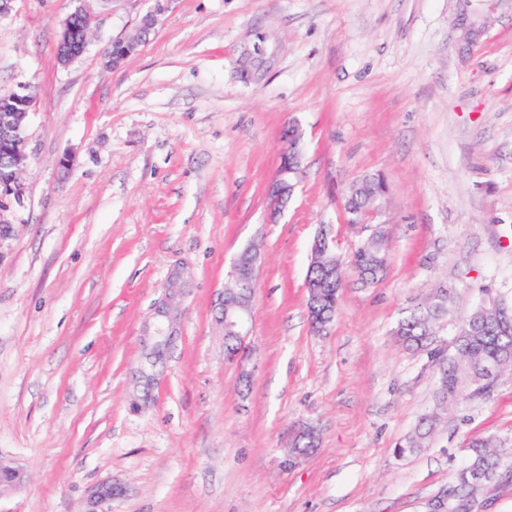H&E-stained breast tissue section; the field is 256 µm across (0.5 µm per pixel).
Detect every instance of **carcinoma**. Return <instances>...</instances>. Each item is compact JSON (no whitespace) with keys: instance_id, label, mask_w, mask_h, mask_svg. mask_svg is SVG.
<instances>
[{"instance_id":"1","label":"carcinoma","mask_w":512,"mask_h":512,"mask_svg":"<svg viewBox=\"0 0 512 512\" xmlns=\"http://www.w3.org/2000/svg\"><path fill=\"white\" fill-rule=\"evenodd\" d=\"M381 181L368 175L346 195L344 209L348 223H356L360 213L381 204ZM386 258L384 239L377 234L358 247L350 260V270L369 284L375 280L372 269ZM346 270L332 249L318 252L307 269L308 297L315 298L317 309L324 320L309 315L311 329L322 332L334 319L340 291L344 286ZM454 292L439 289L416 308L406 313L397 323L395 335L402 342L428 352L437 368V405L448 406L463 393L486 396L491 391L496 375L512 367V293L497 294L503 307H495L482 294L470 314L458 323L454 335L453 352L434 347L439 322L450 313ZM434 430L433 417L426 415L415 432L399 442L394 453L402 458L426 447ZM467 463L448 487L452 504L464 507L471 501L477 484L473 475L481 477V484L507 482L512 479V465L505 463V453H512V438L496 435L476 436L466 446Z\"/></svg>"}]
</instances>
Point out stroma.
I'll use <instances>...</instances> for the list:
<instances>
[{
  "instance_id": "stroma-1",
  "label": "stroma",
  "mask_w": 512,
  "mask_h": 512,
  "mask_svg": "<svg viewBox=\"0 0 512 512\" xmlns=\"http://www.w3.org/2000/svg\"><path fill=\"white\" fill-rule=\"evenodd\" d=\"M81 5L88 45L63 66ZM22 83L38 94L25 203L0 244V466L21 480L0 512H85L100 484L122 489L103 512H425L472 436L512 437L507 369L441 412L427 448L393 454L436 405L398 320L454 289L446 348L481 291L512 289V0H12L0 96ZM291 125L302 175L277 212ZM368 174L387 193L353 226L343 200ZM324 224L345 261L382 233L387 263L370 285L347 273L317 334L305 277ZM250 244L239 362L218 305ZM175 270L177 335L145 398L143 331ZM303 426L319 444L295 456ZM85 13H86V11L82 7L76 8V10L68 16V18L66 19V21L63 25V28L60 32L59 39H58L59 45H61L63 47V51L61 52L60 56L58 57V61L62 65L70 64L73 60H75L76 58L81 56L87 47V43H85L84 45L81 46V48L79 50L69 48L70 34H71V30H72V22L75 19H78L81 22V24H84L86 21Z\"/></svg>"
}]
</instances>
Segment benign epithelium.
<instances>
[{"label":"benign epithelium","mask_w":512,"mask_h":512,"mask_svg":"<svg viewBox=\"0 0 512 512\" xmlns=\"http://www.w3.org/2000/svg\"><path fill=\"white\" fill-rule=\"evenodd\" d=\"M86 21L85 10L76 8L66 19L60 32L58 43L63 51L58 57L62 65H68L81 56L86 46L80 49L69 48L72 22ZM157 21L156 16H147L139 28L138 34L128 40L120 41L126 50L138 48L146 34L149 33ZM29 111L0 113V153L10 155L14 176L6 182H0V242L8 238L13 230V224L9 219V213L13 205H21L24 200L25 185L21 175L27 166L29 155L26 151L27 138L25 134L26 118ZM301 133L297 128H292L290 135L282 140L281 161L276 175L269 186V192L277 206L281 207L293 196L297 185L302 155L299 148ZM259 253L258 248L251 245L245 248L233 261L229 271L231 282L235 288L230 292H224L221 303L222 323L224 324V339H234L238 343L245 342L249 335V322L252 318V301L255 293L256 279L255 267ZM185 280L183 273L175 271L165 289L164 297L157 303L154 312L155 323L146 328L144 339L145 346L155 350L153 344L156 324L163 322L167 326V340L175 336L177 321L176 301L183 295ZM117 494L116 488L104 485L94 490L88 501V509L85 512H98L97 507L111 500Z\"/></svg>","instance_id":"7a95c632"}]
</instances>
